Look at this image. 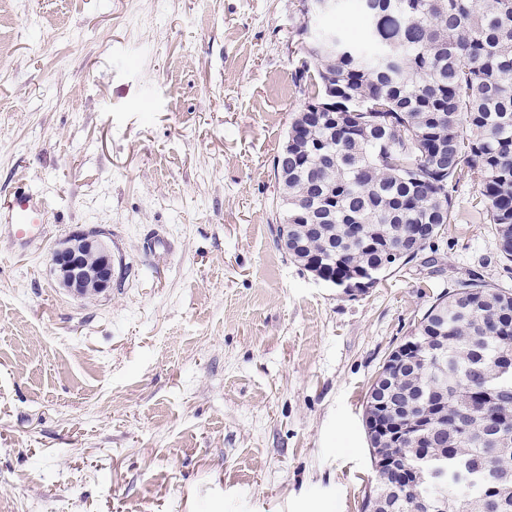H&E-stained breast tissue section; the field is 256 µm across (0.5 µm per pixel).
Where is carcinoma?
<instances>
[{"label":"carcinoma","mask_w":512,"mask_h":512,"mask_svg":"<svg viewBox=\"0 0 512 512\" xmlns=\"http://www.w3.org/2000/svg\"><path fill=\"white\" fill-rule=\"evenodd\" d=\"M372 20L348 38L322 26L301 42L293 83L304 102L336 85V124L309 122L300 108L288 160H279L289 236L303 248L288 258L316 259L327 278L385 272L417 257L403 246L417 224L432 234L451 223L453 192L477 182L499 259L512 263V0H358ZM412 365L393 378V394L366 416L410 426L407 457L448 455L512 477V292L479 278L458 281L421 318ZM397 478L378 471L363 504L388 500L393 512H512L503 494L456 476L436 487L418 482L393 492Z\"/></svg>","instance_id":"1"}]
</instances>
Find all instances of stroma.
I'll return each mask as SVG.
<instances>
[{
	"label": "stroma",
	"instance_id": "1",
	"mask_svg": "<svg viewBox=\"0 0 512 512\" xmlns=\"http://www.w3.org/2000/svg\"><path fill=\"white\" fill-rule=\"evenodd\" d=\"M298 0H0V512H361L388 355L458 280L512 290L471 181L352 294L277 244ZM104 232L86 299L49 253ZM46 214L42 200L25 189L16 191L0 203V219L4 216L8 223L13 224L16 236L25 242L43 232Z\"/></svg>",
	"mask_w": 512,
	"mask_h": 512
}]
</instances>
